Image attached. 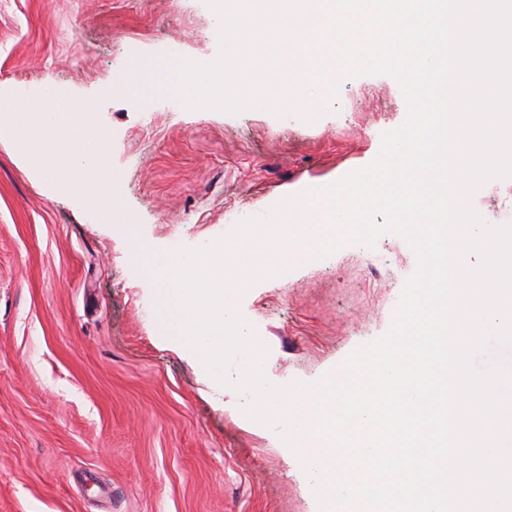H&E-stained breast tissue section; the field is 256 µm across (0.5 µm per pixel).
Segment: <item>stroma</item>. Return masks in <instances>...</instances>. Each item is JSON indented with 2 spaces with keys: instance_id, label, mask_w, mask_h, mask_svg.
<instances>
[{
  "instance_id": "35a3bbf8",
  "label": "stroma",
  "mask_w": 512,
  "mask_h": 512,
  "mask_svg": "<svg viewBox=\"0 0 512 512\" xmlns=\"http://www.w3.org/2000/svg\"><path fill=\"white\" fill-rule=\"evenodd\" d=\"M217 26L194 0H0V98L37 100L52 80L86 104L126 211L178 244L225 234L226 207L251 216L371 165L407 117L387 75L348 77L312 122L105 96L156 44L215 59ZM42 182L1 137L0 512H316L275 431L159 336L126 239ZM415 269L387 232L253 286L240 310L269 348L267 380L316 383L383 337Z\"/></svg>"
}]
</instances>
